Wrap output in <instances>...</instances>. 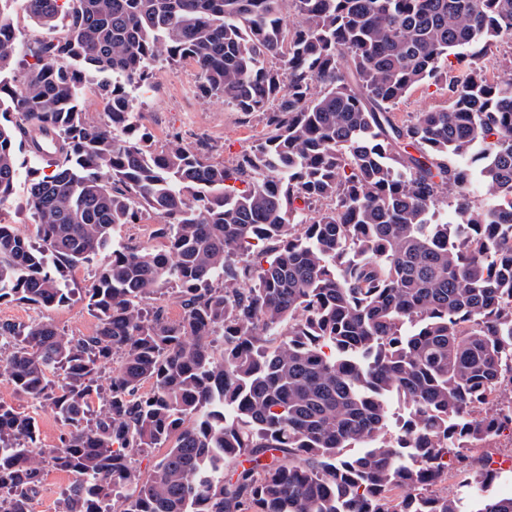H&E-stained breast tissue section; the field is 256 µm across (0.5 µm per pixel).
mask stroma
<instances>
[{"label": "stroma", "mask_w": 512, "mask_h": 512, "mask_svg": "<svg viewBox=\"0 0 512 512\" xmlns=\"http://www.w3.org/2000/svg\"><path fill=\"white\" fill-rule=\"evenodd\" d=\"M198 83L197 71L190 62L163 67L155 72L152 89L137 94L134 110L142 115L156 145L165 144L176 134L185 145L203 150L212 161L231 163L264 135V123L259 116L239 112L221 98L201 95ZM20 161L24 171L18 176L13 194L0 204V222L12 225L16 233L32 240L36 237V220L29 205L25 170L35 166L36 161L27 155L21 156ZM94 272L91 264L68 271L65 283L76 294L59 307L46 309L16 300H0V321L46 320L70 334H92L96 320L79 293L89 287ZM0 403L35 414L38 447L61 446L66 426L4 380H0Z\"/></svg>", "instance_id": "obj_1"}]
</instances>
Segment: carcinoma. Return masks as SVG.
<instances>
[{"mask_svg":"<svg viewBox=\"0 0 512 512\" xmlns=\"http://www.w3.org/2000/svg\"><path fill=\"white\" fill-rule=\"evenodd\" d=\"M12 2L0 204L20 154L55 161L28 172L40 243L0 224V300L64 304L65 273L95 262L97 324L0 322V379L68 427L39 448L35 417L0 403V512H33L48 467L73 475L61 512H461L430 490L450 468L473 512H512L464 453L512 431V72L484 63L512 43V0H24L69 21L7 85ZM183 59L264 121L228 165L156 146L132 112L126 87ZM441 79L448 107L397 118ZM145 213L161 247L115 246ZM83 111L89 121L100 123L106 120L104 100L94 85H86L81 90Z\"/></svg>","mask_w":512,"mask_h":512,"instance_id":"carcinoma-1","label":"carcinoma"}]
</instances>
